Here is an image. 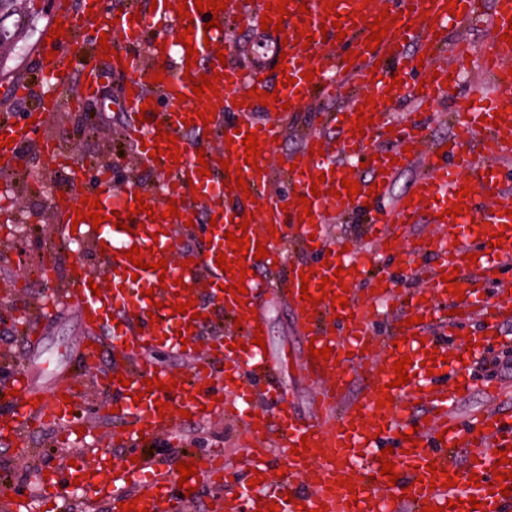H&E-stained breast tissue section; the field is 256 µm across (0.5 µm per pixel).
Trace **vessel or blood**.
Masks as SVG:
<instances>
[{
	"label": "vessel or blood",
	"mask_w": 512,
	"mask_h": 512,
	"mask_svg": "<svg viewBox=\"0 0 512 512\" xmlns=\"http://www.w3.org/2000/svg\"><path fill=\"white\" fill-rule=\"evenodd\" d=\"M268 0H228L219 14L198 12L190 8L188 18H178L157 0L149 13L139 12L135 0H56L48 28L64 24V36L52 45L38 43L36 58L40 69L55 74L65 68L66 57L76 52L71 33L88 29L92 34L108 36L111 50L120 61L115 72L124 74L133 94L124 102L126 121L122 135L134 148L139 165L166 172L164 187L154 201V214L134 215L128 229L117 228L113 211L135 205L136 186L119 188L112 181L109 169L101 167L93 180L83 178L71 156L57 146L56 138L47 136L33 142L30 133L0 121V133L13 138V145L0 147V172L18 171L23 145L35 144L48 164L54 165L59 176L78 185L79 195L53 196L51 211L56 223L63 228H77L81 238L91 245L95 264H64L67 252L64 244L53 243L42 255L46 265L61 268L58 288L66 300L82 311L83 319L114 321L112 334L122 343L121 363L111 370L113 379L104 388L112 394V407L117 414L130 416L134 426L143 430L147 441L172 436L183 424L184 414L202 420L221 414L240 418L252 441L247 448L252 469L258 470L260 484L250 492L262 496L264 505L274 512H423L425 507H447L456 501L452 512H468L467 504L478 499L483 512H512V420L497 418L487 411L471 421L472 433L448 414L449 397L469 391L471 379L462 358L469 344L485 348L490 336L506 316L505 307L512 303V293L502 292L498 300L486 298L488 285L501 281L500 273L512 266V191L498 185L497 161L512 156V45L502 41L503 32L512 28V0H456V9H449L448 0H389L392 25L378 47H370L369 25L380 15L370 0H340L336 7L337 20L325 17V0H289L286 9H267ZM307 12H300V5ZM492 8L496 41L483 54V69L493 88L488 105H481L457 121L448 137V147L441 151L428 149L426 129L421 123L407 126H387L385 114L389 98H402L403 86L392 83L396 68L423 70L427 81L414 98L422 110L438 104L439 93L447 82L451 64L436 63L440 52H448L452 61L465 59L474 53L475 45L467 40L448 41V28L456 20H467ZM282 19L287 40L285 46L286 73H268L266 68H241L227 63L225 77H218L216 91L203 95L192 92V79L218 76L215 65L218 51L224 50L226 29L230 21L248 23L262 16ZM217 27H210V20ZM192 28L190 45L177 43L175 36L184 28ZM155 30L154 45H146V30ZM311 37L309 45L297 41L299 30ZM344 39H337V32ZM334 42L335 53H327L325 42ZM197 48L196 64H188V48ZM356 54L355 63H347L346 55ZM313 72L306 80L304 72ZM163 82H155V74ZM100 77L90 75L68 95L34 96L31 85L22 82L0 83V103L17 105L35 99L30 110L37 127H46L57 113L80 111L85 99L95 95ZM277 92L282 105L267 119L253 120L259 108L252 90ZM340 98L338 112L325 114L315 104L321 99ZM374 98L375 110H363L367 98ZM216 102L213 122L203 123L198 115L204 103ZM152 106L151 121L143 122L139 114L144 106ZM312 106L311 118L315 131L305 135L301 147L290 153L281 172L292 191L281 195L273 190V170L268 159L278 147L289 121L298 119L303 106ZM370 119L364 133H357L358 116ZM332 122L341 138L337 145L327 144L318 127ZM389 128L392 149H378L373 139L381 128ZM169 132V140H158V131ZM256 134L261 153L256 166L245 164L243 141L246 133ZM489 144L492 158L477 160L468 150L474 141ZM158 143L162 155L151 156L148 146ZM177 144L178 159H169L167 149ZM321 144L320 154H311L313 144ZM208 163V175L198 172V158ZM229 161L240 167V174L225 173L221 163ZM421 165L423 171L414 182L411 201H398L392 212L379 208L391 182L402 170ZM366 167L368 174L358 177L357 167ZM243 177L246 190L234 187L236 177ZM358 181L361 192L355 196H334L342 180ZM477 186L474 194L460 195L461 186ZM318 190L311 208L299 204L298 197ZM99 199L106 220L100 227L91 222H76L81 197ZM176 203L179 214L167 217L169 203ZM462 205L463 214L449 216L455 205ZM362 213L369 223L381 225L375 238L374 251L351 255L335 254L329 240V222ZM441 216L449 235L457 244L438 248L436 244H419L406 251L404 241L408 226L420 214ZM214 217L225 230L238 231L240 222H248L251 242L262 243L269 255L265 259L268 279L257 280L256 260L247 258L246 276L223 272L218 254L235 260L232 246L201 245L192 252L189 265L173 258V248L188 221L201 216ZM502 233L500 246L489 247V237ZM297 238L301 251L314 255V262L289 259L288 241ZM139 247L141 265H134L125 256L132 247ZM402 259L410 275H428L433 283L429 292L413 291L403 309L410 324L402 325L397 335L400 344L377 340L373 328L380 312L369 304L359 303L355 289L369 283L373 296L388 298L390 292L380 277H369L368 270L381 255ZM166 261V273L154 270L157 261ZM477 269L479 276L466 280L465 271ZM341 272V284L322 286L323 278ZM449 280H442V272ZM310 274L309 286H302V274ZM244 282L247 294L244 302H235L228 286ZM464 290L463 296L445 293L447 284ZM102 288L93 294L92 285ZM280 288L296 308L306 337L315 348L333 347L331 359L306 357L303 365L320 390L314 403L312 421L300 424L285 397L282 381L269 363L262 347L254 345L257 321L248 315V304L254 301L260 287ZM320 297V304L301 300L302 291ZM346 293L348 306L334 313L332 295ZM210 295L211 305L201 304L202 295ZM447 296V308H440L436 296ZM196 299L194 315L174 313L177 303ZM224 313L243 317L240 330L211 336L204 354H197V341L207 318ZM447 319L455 334L447 345L424 337L422 329L440 319ZM482 320L480 336L466 341L462 327L473 320ZM380 345L383 360L371 369L373 385L359 401L346 400L350 358H364L369 346ZM186 350L196 360L191 375H177L157 369L148 354L149 349ZM441 363H433V355ZM407 357L410 378L408 384L395 385V360ZM223 364V378L211 385L214 364ZM452 372V382L438 385V376ZM158 377L163 385L173 384L172 392L148 390L145 381ZM18 394L8 409L0 413V432L21 436L37 423L63 426L68 434H77L82 420L70 415L69 403L79 400L81 393L75 379L69 378L50 394L42 396L31 387L27 372L13 377ZM142 400H135V393ZM391 402L378 406L383 394ZM263 402L266 415L252 416L256 402ZM427 408L425 418H414L413 405ZM279 432V441H271V432ZM411 440H404V433ZM395 439L396 448L390 456L399 475L390 481L381 475L377 448L381 441ZM465 439V465L455 460V442ZM287 455L286 475L269 470L264 462L273 448ZM132 457L122 463V477L131 479L133 486L122 497L123 502H135L141 512H163L170 503L167 474L143 449L135 448ZM507 463H500V455ZM440 476H433V468ZM505 475L510 495L491 493L489 485L496 475ZM481 483H474V476ZM453 479L446 487L445 479ZM304 488H297L296 480ZM352 480L354 490L344 488V480ZM449 507V506H448Z\"/></svg>",
	"instance_id": "vessel-or-blood-1"
}]
</instances>
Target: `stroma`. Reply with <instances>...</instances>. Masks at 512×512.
Segmentation results:
<instances>
[{
    "label": "stroma",
    "mask_w": 512,
    "mask_h": 512,
    "mask_svg": "<svg viewBox=\"0 0 512 512\" xmlns=\"http://www.w3.org/2000/svg\"><path fill=\"white\" fill-rule=\"evenodd\" d=\"M51 0H17L19 23L16 35L18 52L0 62V68L15 79L29 80L35 91H42L44 83L35 68L32 53L41 38L45 15ZM234 46L233 59L242 66H271L281 41L279 35L262 30L250 23L231 32ZM111 64L85 47L74 56L68 71V85H78L91 70L108 72L111 97L95 95L86 99L81 112H63L53 118L48 134L57 137L61 147H75L78 163L112 168L117 185L128 181L129 173H136V181L151 192H159L164 180L163 173L135 168L132 158H119L116 147L121 142V126L124 112L121 88L122 75L110 72ZM461 74L452 100L440 101L434 111L421 112L412 96L422 76L418 73L405 75L409 90L407 97L396 102L392 109L395 122L408 124L425 122L431 145L446 142L454 118L465 116L470 103L477 98L489 97L491 88L484 82L477 59L471 58L459 66ZM108 116L112 126L108 133L95 135L85 128L89 117ZM61 183L60 177L48 173L40 154H33L24 162L23 174H0V193L9 194V214H0V407L10 400L12 389V359L23 362L33 383L42 390L50 389L61 371H75L80 351L88 336L78 308L72 304L55 303L48 313H41L37 300L20 305L15 300V285L34 274L40 267L38 239H62L61 230L53 223L50 210L52 194ZM379 272L390 276L392 289L398 296L422 289L421 281L405 272L399 259L382 258L378 261ZM382 306V316L376 325L378 335H389L398 325L402 312L396 302ZM256 311L263 320L267 336V354L279 363L281 380L294 414L300 420H308L313 412L314 383L296 366L283 363V355L302 357L304 339L295 310L287 300L266 288L260 293ZM40 317L43 326L40 335L27 338L19 327L22 315ZM473 379L471 392L449 406V413L461 424H468L472 417L486 409L494 408L504 417L512 416V320L502 322L497 328L495 340L482 354L466 362ZM98 373L90 372L83 383L85 393L80 401L79 415L88 417L89 423L77 441L59 439L56 427L47 425L27 436L14 438L0 435V512H6L9 495L22 497L25 512H46L53 499L66 500L67 512H111L110 498L120 497L127 490L126 481L112 484L111 497L96 496L93 487L74 484L67 474H60L53 486H45L40 478L43 471L53 465H64L73 455L83 457L86 467L95 469L109 463L120 467L126 446L121 437L122 429L130 428L129 419L112 414L110 396L102 391ZM179 440L196 455L210 456L222 451L224 458L240 465L244 462L248 435L238 423L223 418L193 421L179 428ZM26 467L27 481H20L16 470ZM236 485L215 486L212 481H200L196 499L186 512H213L215 503H222V512H248L241 499L236 498Z\"/></svg>",
    "instance_id": "obj_1"
}]
</instances>
